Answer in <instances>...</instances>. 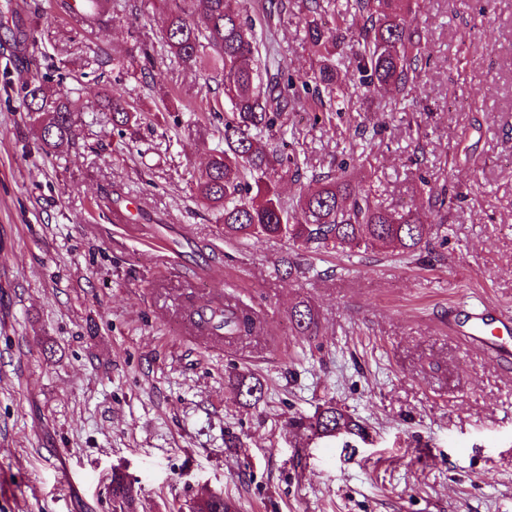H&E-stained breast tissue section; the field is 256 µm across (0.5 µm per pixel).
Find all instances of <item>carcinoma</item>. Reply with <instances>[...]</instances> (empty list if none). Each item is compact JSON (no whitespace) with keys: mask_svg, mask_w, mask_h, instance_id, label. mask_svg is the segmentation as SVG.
I'll return each instance as SVG.
<instances>
[{"mask_svg":"<svg viewBox=\"0 0 512 512\" xmlns=\"http://www.w3.org/2000/svg\"><path fill=\"white\" fill-rule=\"evenodd\" d=\"M306 39L317 68L301 78V85L324 89L346 99V85L340 78L345 35L342 25L349 14L363 19L351 32L357 49L359 72L365 74L369 91L391 88L394 104L408 100L426 60L421 36L403 26L401 17L410 0H346L345 9H332V0H305ZM110 0H86L83 6L94 16L93 24L107 23L110 10L101 8ZM249 0H161L166 21L163 41L168 50L186 66L215 56L221 62L224 100V147L214 150L207 164L194 177L197 197L221 212L224 238H280L288 244L324 252L368 250L378 245L413 254L442 224L453 206L455 195L442 190L428 197L429 215L421 217L411 202L398 209L383 206L372 190L353 182L345 167L336 173L313 178L314 186L295 201L279 191L287 175L300 177L301 166L286 144L266 138L282 114L300 103L293 78L288 76L278 54L263 41L248 14ZM264 66H259L260 56ZM26 111L35 116L42 150L54 152L70 143L75 135L76 116L83 103L72 99L58 75L53 86L33 82L24 87ZM103 108L112 112V126H140L142 117L133 111L124 95L112 90ZM205 324L214 335H248L254 328L251 317L230 303L206 301L199 305ZM296 334L312 336L317 318L311 306H296L290 314ZM236 398L259 401L263 386L254 377L237 374L232 378ZM291 426L299 433L317 438L341 434L365 438L363 424L345 414L334 402H326L314 415L299 416ZM112 496L129 512H135L131 484L112 473ZM196 512H229L222 496L202 494L194 503Z\"/></svg>","mask_w":512,"mask_h":512,"instance_id":"carcinoma-1","label":"carcinoma"}]
</instances>
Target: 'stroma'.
Wrapping results in <instances>:
<instances>
[{"instance_id": "obj_1", "label": "stroma", "mask_w": 512, "mask_h": 512, "mask_svg": "<svg viewBox=\"0 0 512 512\" xmlns=\"http://www.w3.org/2000/svg\"><path fill=\"white\" fill-rule=\"evenodd\" d=\"M59 3L0 0L39 60L0 39V512H113L116 471L137 512H186L203 489L237 512H512V368L448 328L463 303L512 312V0H412L403 22L430 61L406 109L347 67L349 103L332 123L284 116L302 163L284 197L343 162L386 207L455 193L417 260L225 240L193 187L222 141L223 115L204 109L224 97L219 63L167 54L158 0H112L95 28ZM303 15L290 0L272 23L297 78L315 64ZM142 43L156 79L138 74ZM62 62L73 97L94 100L108 81L154 122L132 137L110 113L84 112L74 144L44 154L23 88ZM366 126L378 134L363 168ZM291 256L314 275L284 278ZM214 296L254 312L252 335L192 327ZM300 302L314 337L291 332ZM237 373L262 382L259 402L235 398ZM328 400L367 438L293 432Z\"/></svg>"}]
</instances>
